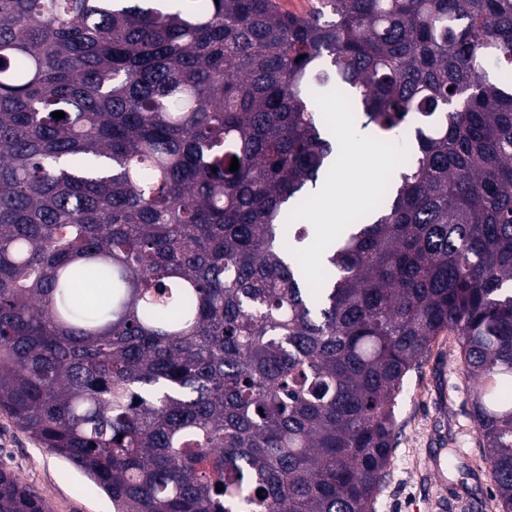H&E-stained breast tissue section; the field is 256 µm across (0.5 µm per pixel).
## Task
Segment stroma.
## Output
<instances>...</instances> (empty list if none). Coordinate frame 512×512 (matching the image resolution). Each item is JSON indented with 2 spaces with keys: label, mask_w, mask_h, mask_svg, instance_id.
<instances>
[{
  "label": "stroma",
  "mask_w": 512,
  "mask_h": 512,
  "mask_svg": "<svg viewBox=\"0 0 512 512\" xmlns=\"http://www.w3.org/2000/svg\"><path fill=\"white\" fill-rule=\"evenodd\" d=\"M340 162H363L367 169L337 183L331 202L312 200L308 214L314 226L312 244L304 256L309 269L329 239L319 229L323 216L332 212L337 224L350 223L376 194L378 176L395 164L392 153L351 136L345 139ZM472 398L456 337H437L420 367L406 376L396 407L398 439L374 512H499L471 415ZM0 468L14 472L44 496L49 512L114 510L102 490L42 449L1 411Z\"/></svg>",
  "instance_id": "stroma-1"
}]
</instances>
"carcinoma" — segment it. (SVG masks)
Listing matches in <instances>:
<instances>
[{"instance_id": "obj_1", "label": "carcinoma", "mask_w": 512, "mask_h": 512, "mask_svg": "<svg viewBox=\"0 0 512 512\" xmlns=\"http://www.w3.org/2000/svg\"><path fill=\"white\" fill-rule=\"evenodd\" d=\"M169 2L0 0V410L115 512H373L446 333L512 512V0ZM335 104L398 163L312 281Z\"/></svg>"}]
</instances>
